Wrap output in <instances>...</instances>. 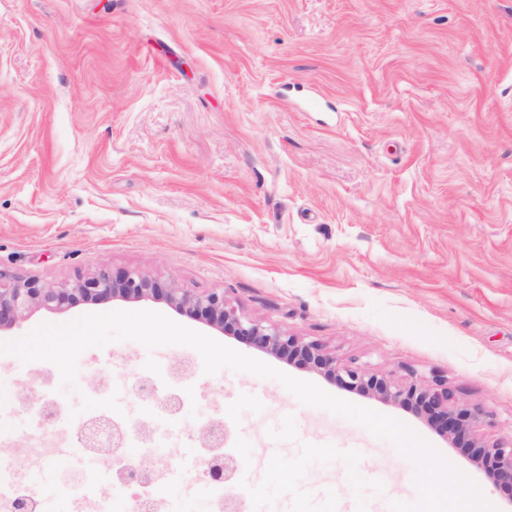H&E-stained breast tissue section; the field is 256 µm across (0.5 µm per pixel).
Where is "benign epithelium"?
<instances>
[{
  "mask_svg": "<svg viewBox=\"0 0 512 512\" xmlns=\"http://www.w3.org/2000/svg\"><path fill=\"white\" fill-rule=\"evenodd\" d=\"M110 301L164 302L190 318L202 320L236 337L249 347L313 368L346 388L371 393L384 401L407 404L416 413L424 415L428 423L451 443L467 451L486 471L495 487L512 490V443L488 446L477 439L473 426L482 417L480 408L455 409L448 388L440 382L434 387L417 384L403 387L362 368L342 364L318 343L301 342L274 327L237 314L227 306L224 293L219 291L191 294L172 284L163 285L138 271L115 272L108 267L56 287L45 286L30 277L16 281L9 288L0 287V331L15 327L40 308L62 311L79 302L99 304ZM103 427L105 424L91 420V424L78 429L80 441L95 449L94 433ZM115 463V473L127 486L147 487L156 481L153 462L131 464L118 457ZM202 466L208 483L221 490L238 472L239 460L225 452L214 453L203 460Z\"/></svg>",
  "mask_w": 512,
  "mask_h": 512,
  "instance_id": "benign-epithelium-1",
  "label": "benign epithelium"
}]
</instances>
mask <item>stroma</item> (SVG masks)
<instances>
[{
	"label": "stroma",
	"instance_id": "stroma-1",
	"mask_svg": "<svg viewBox=\"0 0 512 512\" xmlns=\"http://www.w3.org/2000/svg\"><path fill=\"white\" fill-rule=\"evenodd\" d=\"M137 270L229 307L341 363L405 386L444 379L480 408L484 442L512 441V0H0V285ZM152 310L328 393L392 417L472 479L497 512L512 494L413 409L239 342L152 301L35 311L0 332L88 313ZM187 361L182 414L157 420L174 512H212L198 431L222 417L245 512H386L419 497L394 445L278 381L208 375L186 346L85 350L76 387L53 364L0 355V432L25 442L43 512H68L54 459L102 406L144 421L136 392Z\"/></svg>",
	"mask_w": 512,
	"mask_h": 512
}]
</instances>
